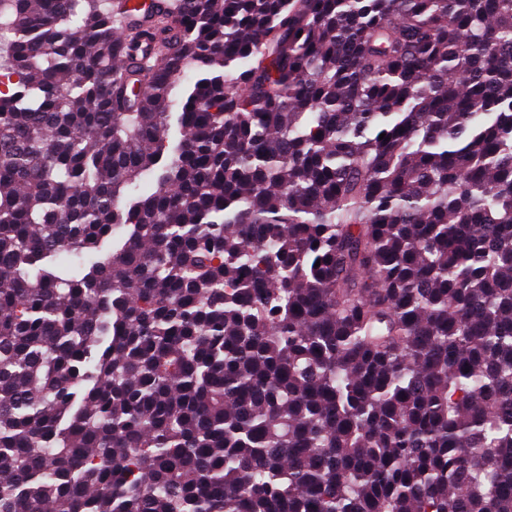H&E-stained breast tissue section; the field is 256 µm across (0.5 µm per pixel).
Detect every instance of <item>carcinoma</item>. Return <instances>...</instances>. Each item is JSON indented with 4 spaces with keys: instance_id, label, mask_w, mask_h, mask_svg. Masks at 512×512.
Returning a JSON list of instances; mask_svg holds the SVG:
<instances>
[{
    "instance_id": "1",
    "label": "carcinoma",
    "mask_w": 512,
    "mask_h": 512,
    "mask_svg": "<svg viewBox=\"0 0 512 512\" xmlns=\"http://www.w3.org/2000/svg\"><path fill=\"white\" fill-rule=\"evenodd\" d=\"M1 29L0 512H512V0Z\"/></svg>"
}]
</instances>
